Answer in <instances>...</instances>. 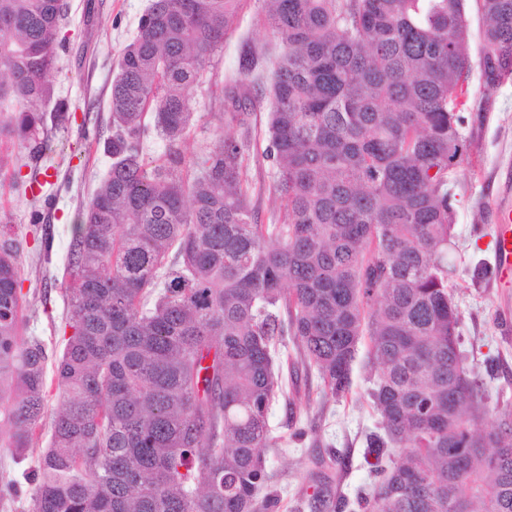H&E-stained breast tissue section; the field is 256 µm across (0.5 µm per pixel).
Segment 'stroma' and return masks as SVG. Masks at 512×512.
I'll list each match as a JSON object with an SVG mask.
<instances>
[{
	"label": "stroma",
	"mask_w": 512,
	"mask_h": 512,
	"mask_svg": "<svg viewBox=\"0 0 512 512\" xmlns=\"http://www.w3.org/2000/svg\"><path fill=\"white\" fill-rule=\"evenodd\" d=\"M67 3L62 30L66 41L58 51L57 71L51 78L54 94L41 111L48 117L63 108L70 120L62 127L44 123L51 150L40 157L30 155L16 140L0 139V155L7 161L0 175V236L21 244L19 280L26 298L22 332L27 336H57L64 326L71 226L112 163L102 144L111 134L109 90L118 54L135 33L150 0ZM243 36L250 37L269 58L281 51L279 39L263 24L259 0H245L236 34L209 63L214 83L223 85L233 77L237 44ZM194 97L201 119L184 146L188 157L229 133L219 119L222 99L205 88L195 91ZM483 101L489 110L483 121L470 124V155L456 173L458 248L450 256L456 266L450 286L460 314V349L480 380L490 410L487 423L495 426L503 411L502 394L512 395V282L494 287L490 274L496 205L512 199V80L489 93L479 82H471L463 106L466 115L474 116ZM267 137L268 113L261 110L253 122L252 151L258 160L252 166V177L253 203L264 223L277 207L268 165L260 158ZM35 208L43 213L42 223L29 221ZM46 239L52 244L48 254L42 250ZM369 375L365 354H358L350 394L325 402L317 394L316 372L299 373L288 382L294 395L291 406L279 403L271 411L272 432L284 443L269 453L268 466L281 474L288 488V504H300L301 512H323L313 500L314 460L336 457L343 474L340 489L348 496H355L370 481L363 443L365 434L378 427L379 416L366 397ZM293 415L304 422L320 419L316 434L301 443L288 441V421Z\"/></svg>",
	"instance_id": "obj_1"
}]
</instances>
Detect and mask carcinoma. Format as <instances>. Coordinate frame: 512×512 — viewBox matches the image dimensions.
I'll list each match as a JSON object with an SVG mask.
<instances>
[{"label": "carcinoma", "instance_id": "obj_1", "mask_svg": "<svg viewBox=\"0 0 512 512\" xmlns=\"http://www.w3.org/2000/svg\"><path fill=\"white\" fill-rule=\"evenodd\" d=\"M242 0H151L120 51L107 175L72 227L66 327L21 335L20 245L0 239V480L15 512H281L267 467L284 366L351 389L369 338L365 435L375 480L327 512H512V422L488 408L460 351L449 291L455 196L469 157L461 98L473 70L512 78V0H261L282 52L240 43L222 137L185 162L190 91L238 24ZM66 0H0V137L43 154L38 106ZM268 107L277 218L258 222L252 115ZM165 142L147 159L146 113ZM296 347L288 362L280 349ZM53 367L58 406L48 409ZM47 434L30 460L31 442ZM467 16L470 29V54L473 62H477L481 51V33L484 25L483 17L475 0L467 2Z\"/></svg>", "mask_w": 512, "mask_h": 512}]
</instances>
